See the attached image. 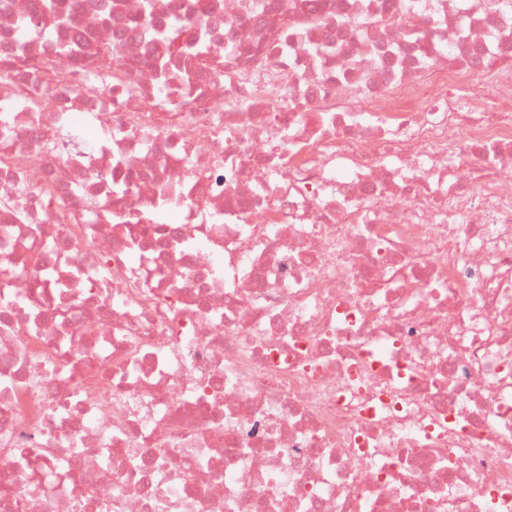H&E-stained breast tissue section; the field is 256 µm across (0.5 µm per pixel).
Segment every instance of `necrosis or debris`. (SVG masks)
I'll list each match as a JSON object with an SVG mask.
<instances>
[{
  "label": "necrosis or debris",
  "mask_w": 512,
  "mask_h": 512,
  "mask_svg": "<svg viewBox=\"0 0 512 512\" xmlns=\"http://www.w3.org/2000/svg\"><path fill=\"white\" fill-rule=\"evenodd\" d=\"M59 47L0 75V512H512V0H0Z\"/></svg>",
  "instance_id": "4bbe7bcc"
}]
</instances>
